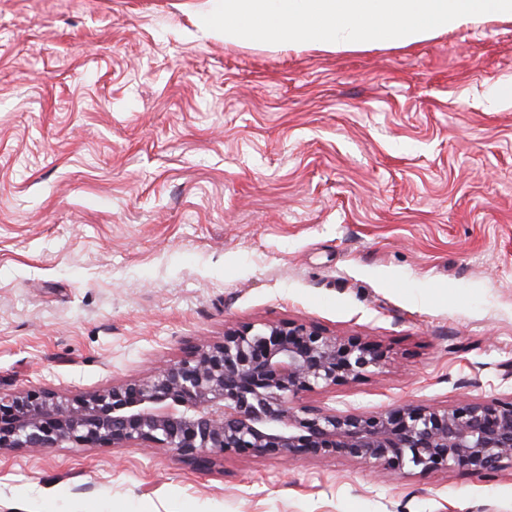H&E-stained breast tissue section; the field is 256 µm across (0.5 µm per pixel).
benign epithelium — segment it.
Here are the masks:
<instances>
[{
	"label": "benign epithelium",
	"mask_w": 512,
	"mask_h": 512,
	"mask_svg": "<svg viewBox=\"0 0 512 512\" xmlns=\"http://www.w3.org/2000/svg\"><path fill=\"white\" fill-rule=\"evenodd\" d=\"M382 347L302 320L224 327L148 376L73 397L0 394V454L89 448L164 449L211 468L235 456L344 457L403 476L512 469V399L376 412L303 403L316 390L375 374Z\"/></svg>",
	"instance_id": "obj_1"
}]
</instances>
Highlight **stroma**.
I'll use <instances>...</instances> for the list:
<instances>
[{
	"instance_id": "stroma-1",
	"label": "stroma",
	"mask_w": 512,
	"mask_h": 512,
	"mask_svg": "<svg viewBox=\"0 0 512 512\" xmlns=\"http://www.w3.org/2000/svg\"><path fill=\"white\" fill-rule=\"evenodd\" d=\"M211 6L0 0V391L298 319L387 352L308 404L512 398V18L323 52ZM0 512H512V471L66 445L0 454Z\"/></svg>"
}]
</instances>
